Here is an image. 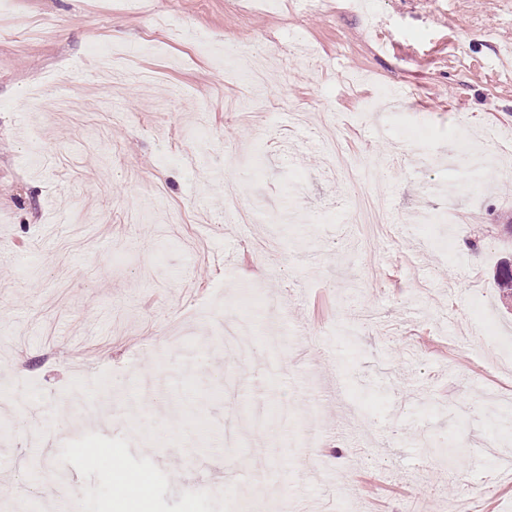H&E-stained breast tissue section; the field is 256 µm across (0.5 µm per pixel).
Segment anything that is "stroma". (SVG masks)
<instances>
[{
  "mask_svg": "<svg viewBox=\"0 0 512 512\" xmlns=\"http://www.w3.org/2000/svg\"><path fill=\"white\" fill-rule=\"evenodd\" d=\"M0 23V502L36 512L64 472L82 512H512V143L489 137L512 0H0ZM100 43L126 60L109 88ZM236 317L261 331L231 357Z\"/></svg>",
  "mask_w": 512,
  "mask_h": 512,
  "instance_id": "1",
  "label": "stroma"
}]
</instances>
